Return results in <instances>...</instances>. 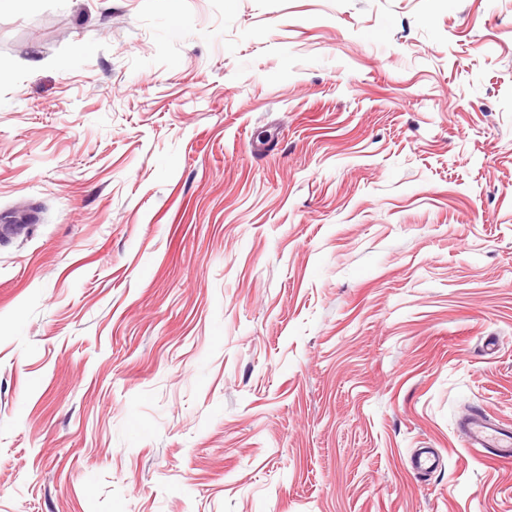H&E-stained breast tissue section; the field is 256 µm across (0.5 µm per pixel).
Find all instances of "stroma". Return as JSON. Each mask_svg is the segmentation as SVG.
<instances>
[{"mask_svg":"<svg viewBox=\"0 0 512 512\" xmlns=\"http://www.w3.org/2000/svg\"><path fill=\"white\" fill-rule=\"evenodd\" d=\"M475 410L512 0L0 13V512H512Z\"/></svg>","mask_w":512,"mask_h":512,"instance_id":"35a3bbf8","label":"stroma"}]
</instances>
